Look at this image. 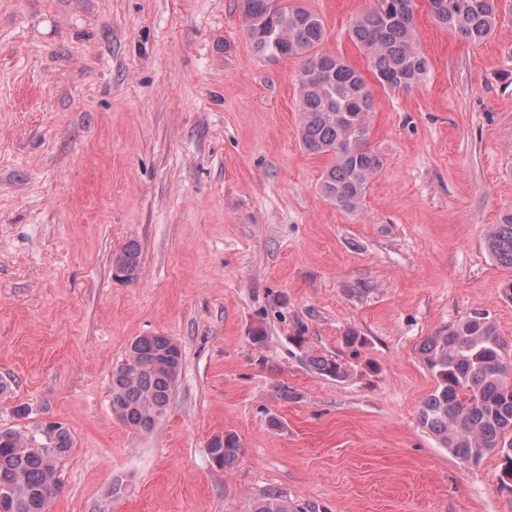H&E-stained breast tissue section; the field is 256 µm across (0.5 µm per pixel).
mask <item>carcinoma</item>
I'll use <instances>...</instances> for the list:
<instances>
[{"label": "carcinoma", "instance_id": "carcinoma-1", "mask_svg": "<svg viewBox=\"0 0 512 512\" xmlns=\"http://www.w3.org/2000/svg\"><path fill=\"white\" fill-rule=\"evenodd\" d=\"M440 26L465 41L480 44L494 32L498 0H424ZM245 31L255 52L264 57L301 58L300 145L312 156L328 159L319 190L337 208L356 212L372 179L384 166L369 146L373 95L364 75L336 54L318 51L325 38L322 18L292 3L237 0ZM415 0H376L371 12L356 20L350 39L364 53L369 72L384 89H410L425 76L426 57L418 47ZM486 248L495 261L512 268V212L491 226ZM120 277L134 280L141 269L138 244H127L113 261ZM497 326L476 312L441 327L422 340L421 359L435 381L422 402L419 421L444 447L463 461L487 454L500 458L498 480L512 489V361ZM182 350L162 335L139 336L125 363L112 375V413L127 428L150 431L170 404L182 366ZM309 367L336 380L348 375L342 361L309 354ZM42 438L0 430V494L8 493L0 512H47L58 492V464L73 449L61 422L42 426ZM241 448L237 436L214 437L209 454L220 468L234 465ZM256 512H326L319 505H288L275 492Z\"/></svg>", "mask_w": 512, "mask_h": 512}]
</instances>
